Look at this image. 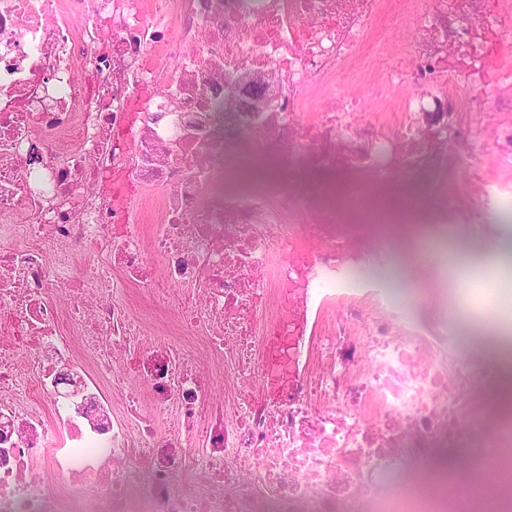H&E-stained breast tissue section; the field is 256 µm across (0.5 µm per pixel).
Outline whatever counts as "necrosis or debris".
I'll use <instances>...</instances> for the list:
<instances>
[{
    "mask_svg": "<svg viewBox=\"0 0 512 512\" xmlns=\"http://www.w3.org/2000/svg\"><path fill=\"white\" fill-rule=\"evenodd\" d=\"M391 8L414 37L375 76ZM447 80L512 87L502 0H0V512H512V481L394 493L470 430L476 374L447 316L318 276L336 215L298 188L446 170L417 115ZM375 105L404 121L358 123ZM130 287L177 340L146 339ZM286 288L327 317L271 400ZM118 292L127 296L133 309L145 314L155 325L156 332L153 337L160 339L176 337L170 324L171 313L155 301L145 288H122ZM430 476L431 472L428 469V465H405L402 467L395 483L401 487L406 494L410 495V489L422 483H427L430 487H433L435 483L430 479Z\"/></svg>",
    "mask_w": 512,
    "mask_h": 512,
    "instance_id": "necrosis-or-debris-1",
    "label": "necrosis or debris"
}]
</instances>
